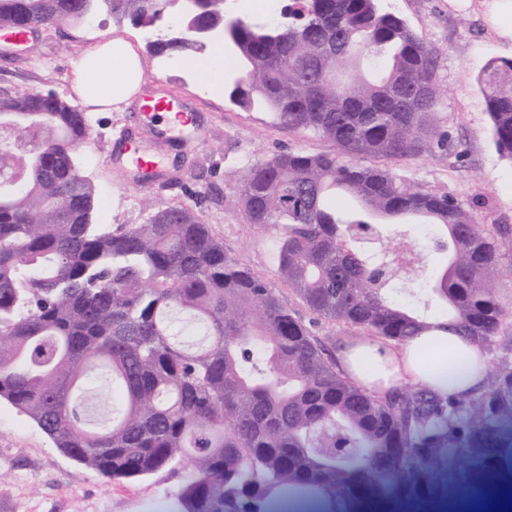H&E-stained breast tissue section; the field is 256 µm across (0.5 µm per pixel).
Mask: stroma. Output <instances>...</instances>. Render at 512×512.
<instances>
[{
    "label": "stroma",
    "instance_id": "35a3bbf8",
    "mask_svg": "<svg viewBox=\"0 0 512 512\" xmlns=\"http://www.w3.org/2000/svg\"><path fill=\"white\" fill-rule=\"evenodd\" d=\"M405 19L438 60L442 87L441 128L448 150L390 161L399 179L424 193H446L465 202L482 201L478 224H512V161L497 153L485 100L476 77L493 57L512 58V41L499 38L478 8H455L449 0H384ZM130 40L143 65L148 92L173 99L194 121L167 137L153 114L133 105L125 112L90 113V129L76 162L99 193L94 221L120 226L144 223L150 212L175 202L204 198L202 217L225 252L261 277L277 282L275 230L250 224L241 206L237 171L287 151L330 153L324 139L291 133L263 112L243 109L219 92H201L180 73L158 66L141 29L116 24L106 13L57 30L39 32L22 44L0 36V93L52 91L73 101V65L96 42ZM162 156L157 178L141 180L121 159L122 139ZM193 470L190 460L155 475L113 481L93 473L57 448L28 417L0 403V512H148L153 503L174 507L179 486ZM512 467L483 483L463 476L438 485L422 499L360 506L358 512H468L507 495Z\"/></svg>",
    "mask_w": 512,
    "mask_h": 512
}]
</instances>
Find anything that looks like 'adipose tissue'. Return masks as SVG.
<instances>
[{
    "label": "adipose tissue",
    "mask_w": 512,
    "mask_h": 512,
    "mask_svg": "<svg viewBox=\"0 0 512 512\" xmlns=\"http://www.w3.org/2000/svg\"><path fill=\"white\" fill-rule=\"evenodd\" d=\"M74 74L80 102L95 112L124 111L143 91L139 58L121 38L84 52ZM338 369L379 397L396 386L464 395L486 382L485 357L477 344L438 324L400 344L373 336L350 342L339 354Z\"/></svg>",
    "instance_id": "ef3b65f1"
}]
</instances>
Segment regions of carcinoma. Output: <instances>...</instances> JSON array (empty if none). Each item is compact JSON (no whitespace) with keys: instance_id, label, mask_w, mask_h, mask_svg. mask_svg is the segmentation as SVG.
I'll return each mask as SVG.
<instances>
[{"instance_id":"obj_1","label":"carcinoma","mask_w":512,"mask_h":512,"mask_svg":"<svg viewBox=\"0 0 512 512\" xmlns=\"http://www.w3.org/2000/svg\"><path fill=\"white\" fill-rule=\"evenodd\" d=\"M288 18L246 16L227 36L239 80L230 98L333 153L284 152L241 175L249 223L279 234L278 273L319 321L397 343L447 327L502 350L486 385L466 396L397 388L383 399L342 377L334 354L283 304L275 285L224 252L195 205L159 209L123 230L93 222L96 186L75 162L85 113L49 91L47 119L23 93L0 94V403L28 416L73 461L112 480L180 462L194 472L177 512H274L324 498L354 512L363 498L408 499L453 469L476 478L512 451V335L493 282L512 224L479 228L472 207L423 193L367 157L399 160L446 146L437 60L381 0H288ZM104 11L152 27L148 46L202 53L224 30L225 0H0L12 34L84 22ZM425 81L416 112L392 90ZM498 154L512 161V58L477 77ZM48 143V158L18 144ZM432 229L409 261L375 275V250ZM447 257L428 269V252ZM115 384L119 416L88 420L84 396Z\"/></svg>"}]
</instances>
